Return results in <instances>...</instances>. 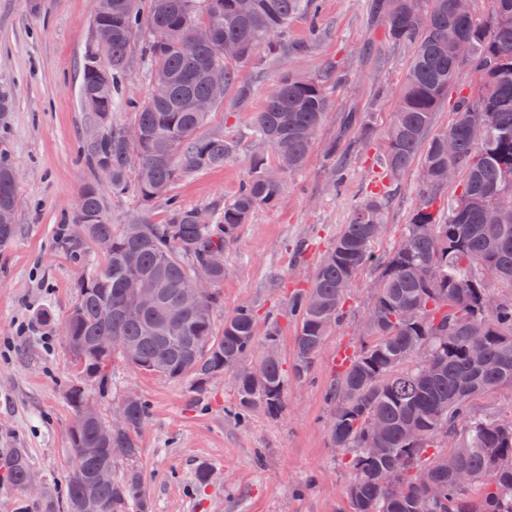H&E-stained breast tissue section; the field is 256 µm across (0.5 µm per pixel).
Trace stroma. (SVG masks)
Returning <instances> with one entry per match:
<instances>
[{"label": "stroma", "mask_w": 512, "mask_h": 512, "mask_svg": "<svg viewBox=\"0 0 512 512\" xmlns=\"http://www.w3.org/2000/svg\"><path fill=\"white\" fill-rule=\"evenodd\" d=\"M321 34L307 39V24L288 28V49L241 71L246 97L228 91L201 133L229 135L245 130L282 74L304 71L322 76L330 112L306 165L287 173V191L271 208L256 211L241 225L224 254V282L216 327L240 305L257 313L255 349L263 351L271 328L279 330L284 367L294 357L295 324L288 306L355 207L370 193L386 189L387 228L376 255L397 243L418 204L419 165L396 181H383L377 164L382 136L413 49L384 36V22L371 0H321ZM93 39L90 0H0V90L11 94L13 109L0 121V151L20 172L17 235L0 248V340L14 337L0 355V451L27 449L35 474L51 495H59L74 469L68 450L72 414L68 392L76 382L73 360L60 340L61 322L77 296V285L103 261L95 242L78 237L72 217L85 185H95L103 212L115 228L161 224L167 203H139L133 191L114 193L111 181L95 172L82 146L97 126L79 97L82 62ZM152 88L142 40H134L130 66L119 84L114 127L134 122L133 103ZM371 114L368 132L345 129L348 112ZM342 146L329 157L325 148ZM254 144L240 140L223 167L176 181L170 193L181 205L205 208L232 196L247 177ZM343 168L335 184V168ZM376 280L365 268L345 304L347 318L327 337L308 376L289 378L281 416L255 413L241 421L230 415L235 402L223 377L203 392L190 381L134 371L115 362L106 385L87 382L90 401L111 416L127 392H135L150 413L140 432L135 462L117 461L115 473L139 469L152 512H343L350 479L348 454L333 447L327 430L330 407L325 393L339 371L341 352L360 349V327ZM54 338L44 347L39 335L15 338L18 323L40 320ZM42 320V319H41ZM213 478L200 487L199 468Z\"/></svg>", "instance_id": "35a3bbf8"}]
</instances>
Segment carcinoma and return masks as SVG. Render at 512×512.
Returning a JSON list of instances; mask_svg holds the SVG:
<instances>
[{
    "instance_id": "cac0c4a2",
    "label": "carcinoma",
    "mask_w": 512,
    "mask_h": 512,
    "mask_svg": "<svg viewBox=\"0 0 512 512\" xmlns=\"http://www.w3.org/2000/svg\"><path fill=\"white\" fill-rule=\"evenodd\" d=\"M318 0H102L94 24L112 27V44L100 52L91 43L84 55L79 87L84 106L104 131L86 143L88 161L108 176L112 189L134 188L149 204L167 197L186 174L224 166L233 141L201 137L210 113L195 112L200 98L222 102L207 82V70L224 66V90L239 80L240 68L258 51L274 55L288 26L309 20L317 35ZM493 14L461 16L454 0H384L387 37L413 46V57L383 135L381 167L393 180L414 162L421 166V195L410 223L392 251L381 258L373 245L374 226L385 224L388 197L373 192L342 225L308 279L295 292V354L291 371L277 354L278 330L267 334L256 358L255 313L238 307L216 330L213 313L224 268L198 309L180 311L178 298L198 265L214 250L234 243L238 227L269 207L288 187L285 172L306 163L312 130L324 123L329 102L323 82L294 73L282 75L266 95L244 136L259 145L250 173L224 205L188 208L168 197L163 224H143L133 237L109 224L97 189L86 185L73 223L79 235L105 250L104 264L78 285V297L62 326L77 374L104 379L115 359L145 373L187 378L197 390L228 370L238 373L233 416L256 411L281 415L288 375L306 377L327 336L344 317L345 301L358 274L378 271L370 328L361 349L348 357L326 391L331 406L330 441L349 454L348 512H512V414L472 415L471 402L500 388H512V0H494ZM211 22V36L188 45L181 28ZM149 34L146 62L151 72L172 79L167 98L138 104L134 125L141 140L130 144L124 129L112 126L118 106L117 78L127 71L129 50L141 29ZM237 46L224 57V44ZM463 65L479 72L477 99L461 97L448 127L433 131L436 112ZM140 155L131 170L127 156ZM12 161L0 154V208L17 209ZM460 178V191L446 208L438 194ZM500 282L506 295L488 303L487 280ZM133 285L156 287V306L135 312L120 307ZM112 337V349L98 337ZM480 346L486 362H473ZM263 364V376L249 370ZM73 421L69 444L82 468L73 471L62 500L47 491L33 499L38 512H150L141 471L131 468L110 484L95 472L118 457L140 456L139 434L146 402L126 401L127 426L115 431L97 416L84 420L82 383L69 391ZM381 421L377 436L372 423ZM465 470L469 483L456 477ZM32 464L23 448L0 453V475L22 488Z\"/></svg>"
}]
</instances>
